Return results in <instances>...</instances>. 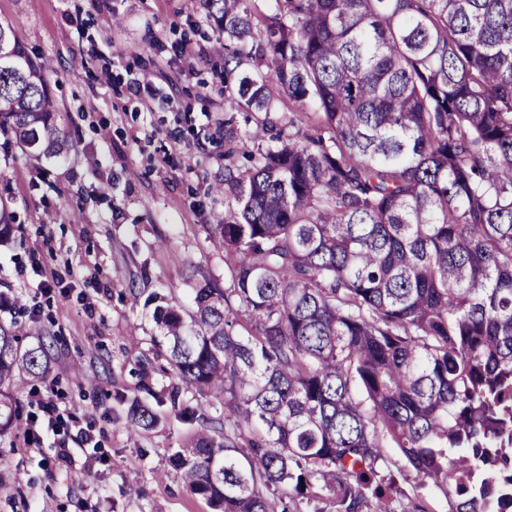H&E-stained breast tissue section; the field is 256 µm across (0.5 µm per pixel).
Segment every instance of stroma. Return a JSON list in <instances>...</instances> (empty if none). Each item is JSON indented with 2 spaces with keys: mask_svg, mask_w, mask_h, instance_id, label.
Masks as SVG:
<instances>
[{
  "mask_svg": "<svg viewBox=\"0 0 512 512\" xmlns=\"http://www.w3.org/2000/svg\"><path fill=\"white\" fill-rule=\"evenodd\" d=\"M0 23L49 61L78 141L63 161L0 153V198L18 227L0 246V323L22 320L28 343L53 342L49 378L18 392L22 427L0 444V512H212L169 462L193 425L165 405L155 428L132 432L112 396L175 384L131 295L185 299L191 265L223 284L207 227L223 221L224 198L211 187L229 141L264 115L229 112L224 37L187 0H0ZM63 443L74 464L57 460ZM379 473L396 480L394 512L419 496L448 512L440 492L417 490L396 449Z\"/></svg>",
  "mask_w": 512,
  "mask_h": 512,
  "instance_id": "1",
  "label": "stroma"
}]
</instances>
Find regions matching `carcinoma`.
I'll return each instance as SVG.
<instances>
[{
	"label": "carcinoma",
	"mask_w": 512,
	"mask_h": 512,
	"mask_svg": "<svg viewBox=\"0 0 512 512\" xmlns=\"http://www.w3.org/2000/svg\"><path fill=\"white\" fill-rule=\"evenodd\" d=\"M224 35V100L262 121L225 152L229 286L196 269L156 294L150 341L222 397L117 392L202 426L169 457L214 512H393L398 449L448 512L512 509V0H189ZM49 63L0 23V134L35 159L77 148ZM14 215L0 201V243ZM50 345L0 324V440ZM325 506H320V502Z\"/></svg>",
	"instance_id": "obj_1"
}]
</instances>
